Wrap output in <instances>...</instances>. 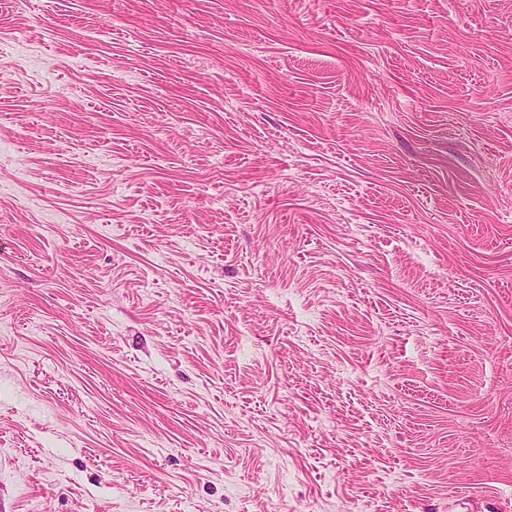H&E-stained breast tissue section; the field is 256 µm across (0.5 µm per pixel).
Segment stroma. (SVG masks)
I'll return each mask as SVG.
<instances>
[{
	"mask_svg": "<svg viewBox=\"0 0 512 512\" xmlns=\"http://www.w3.org/2000/svg\"><path fill=\"white\" fill-rule=\"evenodd\" d=\"M0 512H512V0H0Z\"/></svg>",
	"mask_w": 512,
	"mask_h": 512,
	"instance_id": "35a3bbf8",
	"label": "stroma"
}]
</instances>
